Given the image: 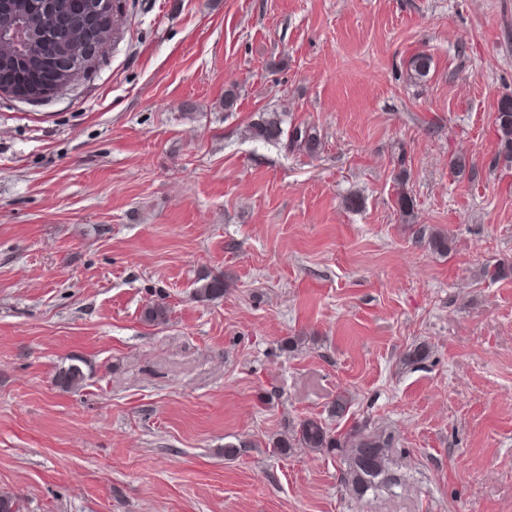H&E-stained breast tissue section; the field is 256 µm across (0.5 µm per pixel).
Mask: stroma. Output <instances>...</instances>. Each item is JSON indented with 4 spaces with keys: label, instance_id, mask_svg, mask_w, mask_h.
Masks as SVG:
<instances>
[{
    "label": "stroma",
    "instance_id": "obj_1",
    "mask_svg": "<svg viewBox=\"0 0 512 512\" xmlns=\"http://www.w3.org/2000/svg\"><path fill=\"white\" fill-rule=\"evenodd\" d=\"M114 29L64 90L0 95V493L25 512H512V0H130ZM272 110L318 153L248 140ZM402 169L448 253L396 212ZM210 272L224 296L203 304ZM340 393L341 428L395 431L398 495L354 500L334 461L274 453ZM495 126L499 141V159L512 163V96L497 103ZM193 297L197 302L209 303L224 296L223 273L208 274L197 279ZM77 363H71L68 366L60 367L53 376V384L63 391L77 390L84 386L86 373L80 364L84 362L80 359H73Z\"/></svg>",
    "mask_w": 512,
    "mask_h": 512
}]
</instances>
